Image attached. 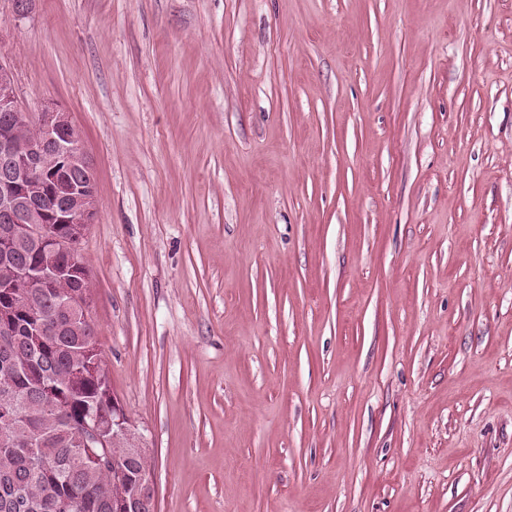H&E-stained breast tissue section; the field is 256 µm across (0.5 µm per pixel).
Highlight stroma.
I'll return each mask as SVG.
<instances>
[{"instance_id":"35a3bbf8","label":"stroma","mask_w":512,"mask_h":512,"mask_svg":"<svg viewBox=\"0 0 512 512\" xmlns=\"http://www.w3.org/2000/svg\"><path fill=\"white\" fill-rule=\"evenodd\" d=\"M0 61L157 512H512V0H0Z\"/></svg>"}]
</instances>
